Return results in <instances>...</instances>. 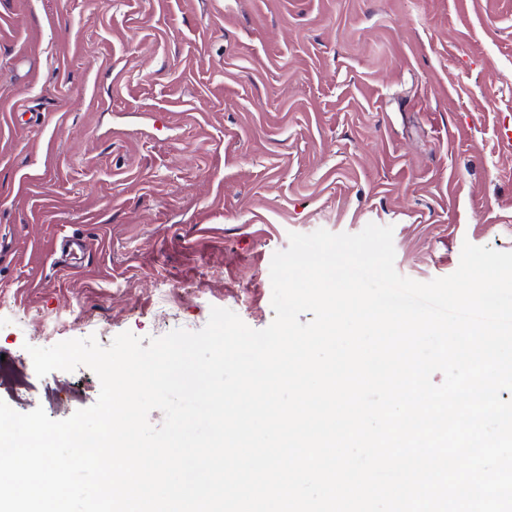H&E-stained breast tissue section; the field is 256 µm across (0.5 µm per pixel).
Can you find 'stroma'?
<instances>
[{
    "instance_id": "35a3bbf8",
    "label": "stroma",
    "mask_w": 512,
    "mask_h": 512,
    "mask_svg": "<svg viewBox=\"0 0 512 512\" xmlns=\"http://www.w3.org/2000/svg\"><path fill=\"white\" fill-rule=\"evenodd\" d=\"M511 135L512 0H0V400L96 402L31 345L267 327L293 232L512 251Z\"/></svg>"
}]
</instances>
